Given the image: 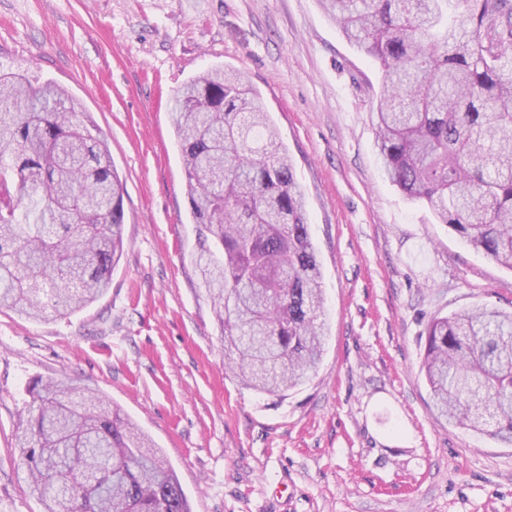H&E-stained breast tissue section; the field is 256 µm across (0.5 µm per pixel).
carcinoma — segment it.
Wrapping results in <instances>:
<instances>
[{
    "label": "carcinoma",
    "instance_id": "obj_1",
    "mask_svg": "<svg viewBox=\"0 0 512 512\" xmlns=\"http://www.w3.org/2000/svg\"><path fill=\"white\" fill-rule=\"evenodd\" d=\"M320 3L380 73L387 179L512 269V0ZM83 116L64 88L0 70V308L27 319L97 301L123 254V181ZM170 118L227 366L243 387L284 397L315 374L325 337L322 272L287 147L224 65L186 81ZM421 372L439 417L512 443V311L434 316ZM30 395L16 441L44 512H190L162 450L98 393L38 380Z\"/></svg>",
    "mask_w": 512,
    "mask_h": 512
}]
</instances>
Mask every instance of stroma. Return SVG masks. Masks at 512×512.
I'll return each instance as SVG.
<instances>
[{
	"label": "stroma",
	"instance_id": "obj_1",
	"mask_svg": "<svg viewBox=\"0 0 512 512\" xmlns=\"http://www.w3.org/2000/svg\"><path fill=\"white\" fill-rule=\"evenodd\" d=\"M216 64L270 112L321 263L325 353L284 398L229 377L191 263L168 104ZM0 68L65 87L125 189L103 297L41 322L0 311V512H44L15 440L38 379L101 393L163 449L192 512H512V445L437 419L420 372L432 316L512 310V270L386 180L380 75L318 0H0Z\"/></svg>",
	"mask_w": 512,
	"mask_h": 512
}]
</instances>
